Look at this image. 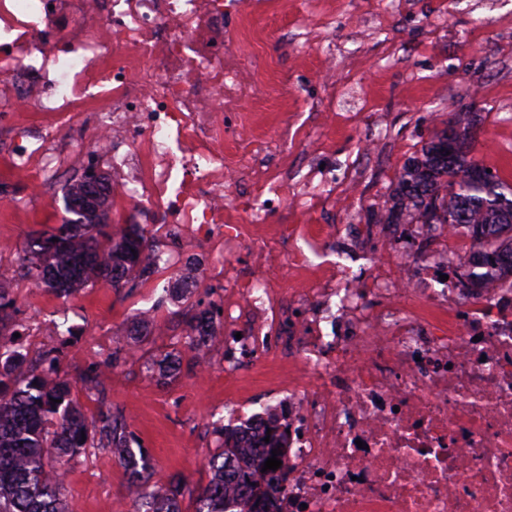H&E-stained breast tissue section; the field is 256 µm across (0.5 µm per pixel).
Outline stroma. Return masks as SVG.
<instances>
[{
  "instance_id": "stroma-1",
  "label": "stroma",
  "mask_w": 512,
  "mask_h": 512,
  "mask_svg": "<svg viewBox=\"0 0 512 512\" xmlns=\"http://www.w3.org/2000/svg\"><path fill=\"white\" fill-rule=\"evenodd\" d=\"M242 2L239 17L225 19L224 28L251 47L271 87L267 100L244 107L254 135L269 144L265 164L302 190L310 167L336 172L327 207L286 204L268 224H300L323 237L332 224L374 223L392 204L404 162L455 121L472 125L475 158L512 181V0ZM329 44L336 47L332 86L322 53ZM74 121L61 131L60 145L83 163L47 173L43 183L18 176L0 155V240L14 248L29 233L61 224L67 186L96 164L76 129L82 116ZM375 142L377 156L367 151ZM222 262L196 245L190 260L149 279L130 272L132 285L122 291L99 285L62 298L17 275L14 249L0 252V291L14 302L6 324L30 350L59 347L71 398L89 417L99 401L82 378L100 369L107 401L148 451L155 489L187 485L180 512H196L191 491L210 479L207 459L222 444L213 423L223 417L225 400L261 395L268 374L260 362L249 383L225 377L224 349L213 343L203 354L211 370L201 376L198 356L184 346L196 312L212 311L215 324L224 322L220 287L196 275L197 265ZM188 277L196 288L180 291ZM60 322L67 333L53 335ZM116 352L119 364L107 368ZM169 354L179 357L180 370L165 380L156 364ZM69 469L67 512H132L125 471L110 453L74 458Z\"/></svg>"
}]
</instances>
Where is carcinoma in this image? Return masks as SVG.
<instances>
[{
	"label": "carcinoma",
	"mask_w": 512,
	"mask_h": 512,
	"mask_svg": "<svg viewBox=\"0 0 512 512\" xmlns=\"http://www.w3.org/2000/svg\"><path fill=\"white\" fill-rule=\"evenodd\" d=\"M473 131L450 125L438 132L402 167L395 201L385 223L399 224L413 214L423 224H446L470 237L472 259L464 265L465 287L512 277V182L485 177L487 167L471 155ZM110 186L91 190L88 175L65 191V219L53 233H34L17 252L18 275L38 288L69 297L104 282L120 291L132 284L128 273H154L162 257L158 242L132 225L116 241L107 220ZM13 302L0 291V512H66L65 486L70 460L106 451L122 461L134 512H180L176 494H160L150 485L143 448L132 447L133 434L122 411L103 405L87 417L70 401L71 382L61 374L57 349L37 352L42 368L27 371L28 348L3 324ZM213 317H195L185 347L199 353L213 336ZM236 453L228 439L209 459L211 479L191 489L196 512H250L255 487L247 476L226 471ZM236 481L237 500L224 505L227 480Z\"/></svg>",
	"instance_id": "carcinoma-1"
}]
</instances>
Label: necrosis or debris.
<instances>
[{"label": "necrosis or debris", "mask_w": 512, "mask_h": 512, "mask_svg": "<svg viewBox=\"0 0 512 512\" xmlns=\"http://www.w3.org/2000/svg\"><path fill=\"white\" fill-rule=\"evenodd\" d=\"M239 0H0V130L18 113L100 116L95 151L124 176L113 195L190 227L224 255V370L277 369L262 413L237 401L228 426L246 452L261 512H512V279L466 288L444 224L419 226L439 249L403 260L397 224L362 272L299 279L321 239L266 231L287 183L242 110L269 86L224 17ZM235 149L224 152L225 139ZM54 127L9 139L14 169L35 179L58 157ZM245 194L246 223L224 199ZM293 287H282L285 277ZM288 432L264 470L269 422Z\"/></svg>", "instance_id": "1"}]
</instances>
